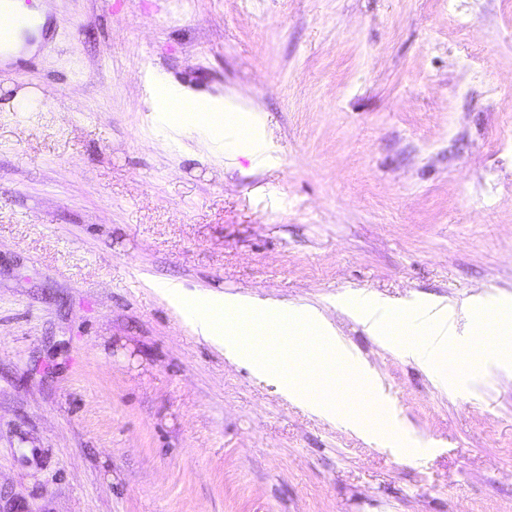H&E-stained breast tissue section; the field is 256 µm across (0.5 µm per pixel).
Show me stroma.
<instances>
[{
  "mask_svg": "<svg viewBox=\"0 0 512 512\" xmlns=\"http://www.w3.org/2000/svg\"><path fill=\"white\" fill-rule=\"evenodd\" d=\"M45 3L0 63V512H512V366L344 311L512 303V0ZM166 286L317 308L387 401L294 405ZM154 87L153 97L155 99V112H170L171 104L175 99H187L182 94L175 91L161 75H154L151 79ZM362 313L364 314L363 323L372 334L377 335L384 346L391 347L400 343V338L395 333L398 322L402 318L399 310L389 308L388 316L382 320H374L369 310Z\"/></svg>",
  "mask_w": 512,
  "mask_h": 512,
  "instance_id": "1",
  "label": "stroma"
}]
</instances>
